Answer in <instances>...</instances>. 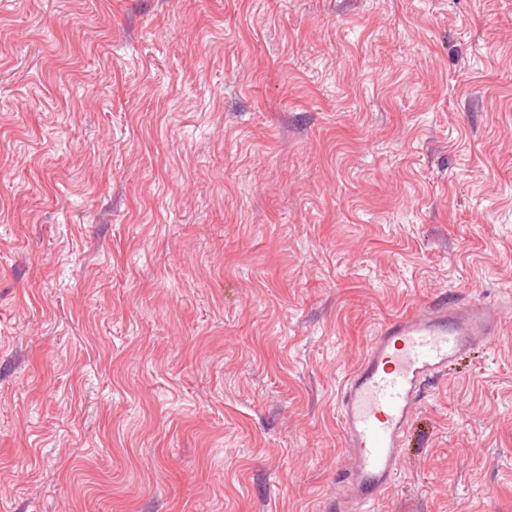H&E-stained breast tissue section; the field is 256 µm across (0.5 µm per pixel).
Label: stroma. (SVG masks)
I'll use <instances>...</instances> for the list:
<instances>
[{
	"label": "stroma",
	"mask_w": 512,
	"mask_h": 512,
	"mask_svg": "<svg viewBox=\"0 0 512 512\" xmlns=\"http://www.w3.org/2000/svg\"><path fill=\"white\" fill-rule=\"evenodd\" d=\"M512 308V0H0V512H329L377 325ZM379 512H512V320Z\"/></svg>",
	"instance_id": "obj_1"
}]
</instances>
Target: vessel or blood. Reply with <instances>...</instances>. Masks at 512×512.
<instances>
[{
  "instance_id": "b4317fda",
  "label": "vessel or blood",
  "mask_w": 512,
  "mask_h": 512,
  "mask_svg": "<svg viewBox=\"0 0 512 512\" xmlns=\"http://www.w3.org/2000/svg\"><path fill=\"white\" fill-rule=\"evenodd\" d=\"M504 309L438 297L383 324L338 393L349 462L336 475L333 512H376L401 472V451L421 399L448 364L501 334Z\"/></svg>"
}]
</instances>
